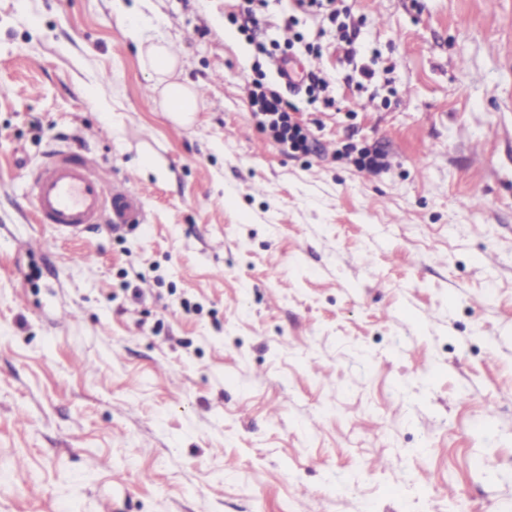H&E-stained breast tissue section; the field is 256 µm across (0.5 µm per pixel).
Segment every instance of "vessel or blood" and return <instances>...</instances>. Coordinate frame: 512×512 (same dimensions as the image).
Returning <instances> with one entry per match:
<instances>
[{
  "label": "vessel or blood",
  "instance_id": "obj_1",
  "mask_svg": "<svg viewBox=\"0 0 512 512\" xmlns=\"http://www.w3.org/2000/svg\"><path fill=\"white\" fill-rule=\"evenodd\" d=\"M30 190L38 222L59 232L80 234L104 224L117 230L143 217L138 194L105 181L92 158L69 146L48 154L33 172Z\"/></svg>",
  "mask_w": 512,
  "mask_h": 512
}]
</instances>
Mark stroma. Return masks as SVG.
<instances>
[{"label":"stroma","mask_w":512,"mask_h":512,"mask_svg":"<svg viewBox=\"0 0 512 512\" xmlns=\"http://www.w3.org/2000/svg\"><path fill=\"white\" fill-rule=\"evenodd\" d=\"M345 6L0 0V512H512V0ZM75 141L144 224L38 223ZM147 60L151 69L162 77L160 84L166 82L161 89L162 105L166 112L179 118H188L198 110V91L191 90L176 81H167L165 77H173L177 67V57L163 44H150L146 50ZM261 98L264 119L259 122V126L262 129L268 126L275 132L276 140L285 147L289 144L293 150L302 148L306 137L298 125L290 124L287 113L282 112L280 96L271 91L269 95L263 93Z\"/></svg>","instance_id":"obj_1"}]
</instances>
